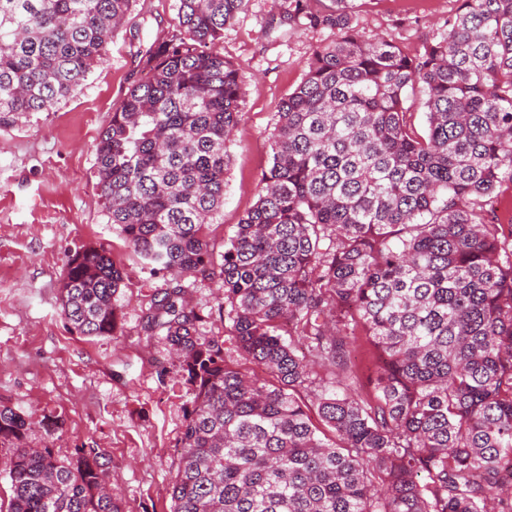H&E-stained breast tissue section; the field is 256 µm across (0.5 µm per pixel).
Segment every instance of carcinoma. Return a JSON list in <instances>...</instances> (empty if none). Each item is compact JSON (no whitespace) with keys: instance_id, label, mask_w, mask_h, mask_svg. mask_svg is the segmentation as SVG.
Instances as JSON below:
<instances>
[{"instance_id":"cac0c4a2","label":"carcinoma","mask_w":512,"mask_h":512,"mask_svg":"<svg viewBox=\"0 0 512 512\" xmlns=\"http://www.w3.org/2000/svg\"><path fill=\"white\" fill-rule=\"evenodd\" d=\"M135 2L0 0V127L82 87ZM332 2L289 0V22L336 40L282 102L257 200L221 260L210 234L246 82L217 44L247 0H177V29L146 51V77L96 144L112 223L170 277L147 329L196 387L171 512H512V245L495 223L512 184V0H458L415 55L365 38L352 0ZM191 275L217 283L237 348L272 379L202 337ZM123 284L109 250L73 254L59 297L70 329L117 331ZM359 325L381 362L365 397L349 391ZM29 430L0 406L7 512H122L103 449L61 460L28 447Z\"/></svg>"}]
</instances>
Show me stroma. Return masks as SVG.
<instances>
[{
    "label": "stroma",
    "mask_w": 512,
    "mask_h": 512,
    "mask_svg": "<svg viewBox=\"0 0 512 512\" xmlns=\"http://www.w3.org/2000/svg\"><path fill=\"white\" fill-rule=\"evenodd\" d=\"M177 0H137L117 30L106 62L54 111L0 128V405L33 423L28 444L58 458L100 448L112 459V491L124 512H170L180 438L194 399L168 346L145 329L166 278L126 248L99 197L95 145L113 104L141 76L139 61L177 24ZM288 0H248L224 29L220 50L243 72L246 96L229 144L224 208L212 237L223 252L256 202L270 163V136L281 103L302 82L313 49L335 40L332 28L289 26ZM366 38L406 52L438 35L457 0H354ZM89 244L110 249L126 272L122 327L91 339L71 332L59 288L69 257ZM188 298L212 316L205 328L224 357L252 371L218 315L221 295L196 280Z\"/></svg>",
    "instance_id": "35a3bbf8"
}]
</instances>
